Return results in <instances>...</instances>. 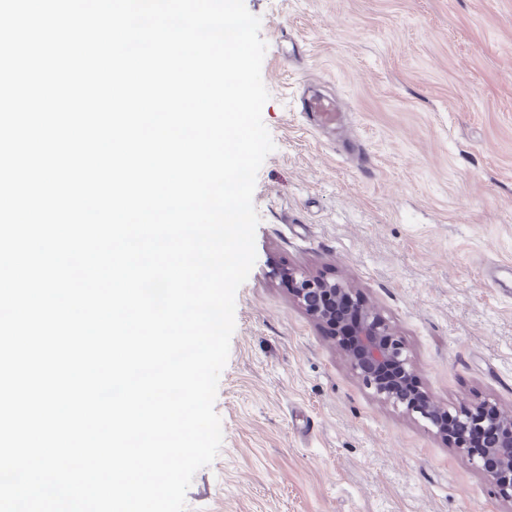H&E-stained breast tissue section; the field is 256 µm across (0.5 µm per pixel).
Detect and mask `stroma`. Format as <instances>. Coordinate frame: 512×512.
Segmentation results:
<instances>
[{
	"instance_id": "1",
	"label": "stroma",
	"mask_w": 512,
	"mask_h": 512,
	"mask_svg": "<svg viewBox=\"0 0 512 512\" xmlns=\"http://www.w3.org/2000/svg\"><path fill=\"white\" fill-rule=\"evenodd\" d=\"M267 44L275 144L253 203L215 410L223 443L186 512H512L430 426L376 399L287 271L356 288L450 409L512 416V0H245ZM301 61L281 60L292 41ZM335 97L313 131L299 93Z\"/></svg>"
}]
</instances>
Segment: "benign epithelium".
Wrapping results in <instances>:
<instances>
[{"mask_svg": "<svg viewBox=\"0 0 512 512\" xmlns=\"http://www.w3.org/2000/svg\"><path fill=\"white\" fill-rule=\"evenodd\" d=\"M288 286L293 301L313 320L325 323L336 319V309L329 301L341 302L354 293L350 285L295 271L288 272ZM339 336H347L349 344H340L350 369L373 390L381 401L401 406L410 416L429 423L440 436L461 454L468 453L460 434L448 425L450 413L436 405L428 395H418L406 377L415 374L403 341L379 314L355 305L345 311L339 325ZM482 409H494L493 425L497 436L488 443L480 458H472L487 476L497 495L512 501V418L485 402Z\"/></svg>", "mask_w": 512, "mask_h": 512, "instance_id": "benign-epithelium-1", "label": "benign epithelium"}]
</instances>
